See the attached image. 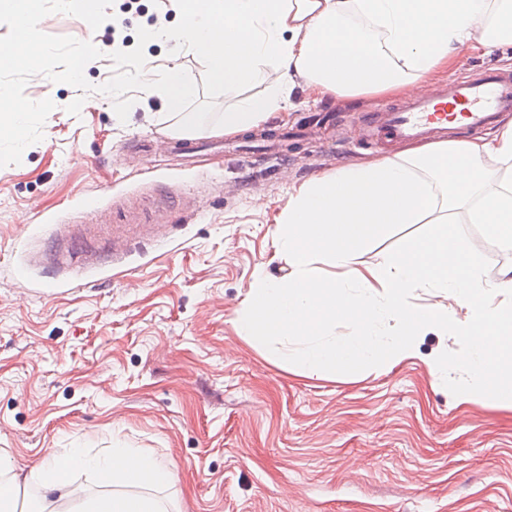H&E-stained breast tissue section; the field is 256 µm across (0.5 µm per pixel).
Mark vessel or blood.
Instances as JSON below:
<instances>
[{
	"instance_id": "vessel-or-blood-1",
	"label": "vessel or blood",
	"mask_w": 512,
	"mask_h": 512,
	"mask_svg": "<svg viewBox=\"0 0 512 512\" xmlns=\"http://www.w3.org/2000/svg\"><path fill=\"white\" fill-rule=\"evenodd\" d=\"M504 112H512V75L489 69L384 109L371 124V137L380 144L418 139L458 119L466 128L480 130Z\"/></svg>"
}]
</instances>
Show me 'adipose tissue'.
Returning <instances> with one entry per match:
<instances>
[{"label":"adipose tissue","instance_id":"1","mask_svg":"<svg viewBox=\"0 0 512 512\" xmlns=\"http://www.w3.org/2000/svg\"><path fill=\"white\" fill-rule=\"evenodd\" d=\"M183 24L151 41L203 61L231 96L220 128L236 135L293 111L298 99L411 96L448 72L461 49L512 45V0H178ZM288 271L258 273L233 324L250 344L301 376L350 367L386 371L417 355L429 334L463 340L425 359L435 383L461 374L460 402L512 408V265L486 279L459 236L484 227L512 250V117L493 133L415 142L390 156L337 164L292 187L276 217ZM426 225L383 262L362 255L396 228ZM435 304L418 307V293ZM350 327L333 340L337 326ZM87 483H80V476ZM48 490L39 512H167L154 490L175 475L153 453L120 443L102 453L66 448L31 476L0 457V490L27 480Z\"/></svg>","mask_w":512,"mask_h":512}]
</instances>
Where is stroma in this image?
Here are the masks:
<instances>
[{
    "mask_svg": "<svg viewBox=\"0 0 512 512\" xmlns=\"http://www.w3.org/2000/svg\"><path fill=\"white\" fill-rule=\"evenodd\" d=\"M121 34L181 23L171 0H136ZM44 33L93 42L106 83L112 24L54 13ZM51 99L41 141L0 167V455L36 468L59 448L113 442L160 456L179 512H512V409L458 403L416 358L389 371L307 378L275 365L231 322L258 271L279 275L275 219L288 189L336 164L394 153L367 142L370 112L327 95L256 133L207 126L183 154L160 96L122 102L31 78ZM123 120H116V113ZM488 277L512 263L459 225Z\"/></svg>",
    "mask_w": 512,
    "mask_h": 512,
    "instance_id": "stroma-1",
    "label": "stroma"
}]
</instances>
